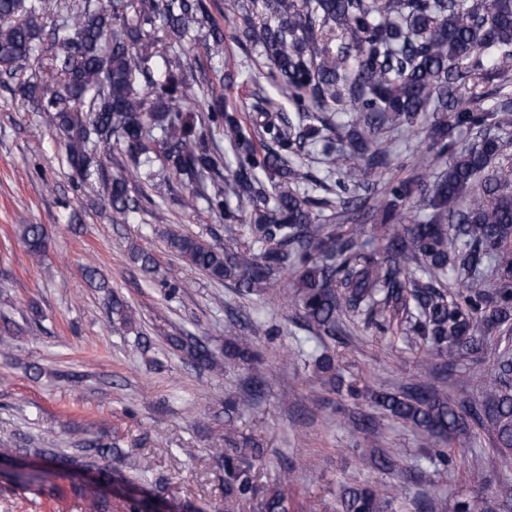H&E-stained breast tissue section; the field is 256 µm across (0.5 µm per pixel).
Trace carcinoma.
<instances>
[{"instance_id": "obj_1", "label": "carcinoma", "mask_w": 512, "mask_h": 512, "mask_svg": "<svg viewBox=\"0 0 512 512\" xmlns=\"http://www.w3.org/2000/svg\"><path fill=\"white\" fill-rule=\"evenodd\" d=\"M60 20L46 26L47 5ZM233 36L260 48L273 83L286 91L295 118L271 112V102L242 119L223 94L207 111L190 109L186 71L198 51L224 53L225 35L204 0H0V75L19 77L16 92L47 114L63 139L66 159L81 182L97 181L112 211L138 209L131 186L154 166L188 189L182 204L198 203L224 218L246 222L252 246L219 249L179 232L169 247L190 269L261 296L272 277L292 271L291 291L303 326L334 337L348 314L377 326L394 324L424 346L432 360L463 351L496 365L495 386L478 406L463 407L422 384L374 397L394 421L451 441L472 425L492 435L496 454L512 464V351L491 340L512 330V154L495 130L512 116V0H246ZM209 27L202 47L192 32ZM339 42L338 48L332 43ZM159 59L157 74L146 63ZM38 69L28 76L29 63ZM497 84L499 96L483 108L462 104L460 90ZM349 119L336 126L327 113ZM424 112L450 114L432 127L429 152L444 168L431 182L416 175L378 185L391 165L379 134L412 125ZM341 128L348 150L324 149L328 174L342 173L336 196L346 212L377 224L383 253L358 239L356 229L328 231L312 207L329 201L291 189L311 176L291 157L309 151L322 132ZM466 127L474 141L457 147ZM218 133L234 156L224 178ZM117 151L130 168L108 174ZM364 186L377 197L357 195ZM29 255L42 263L44 228L23 225ZM453 276L457 288L442 286ZM485 278L492 288H479ZM224 356L250 364L260 355L237 324L228 329ZM355 429L369 438L383 424L361 415ZM224 456V512L243 501L256 512H291L288 472L275 490L256 482L254 449ZM393 495L371 486L342 489L341 512H390ZM485 512H512L506 489Z\"/></svg>"}]
</instances>
